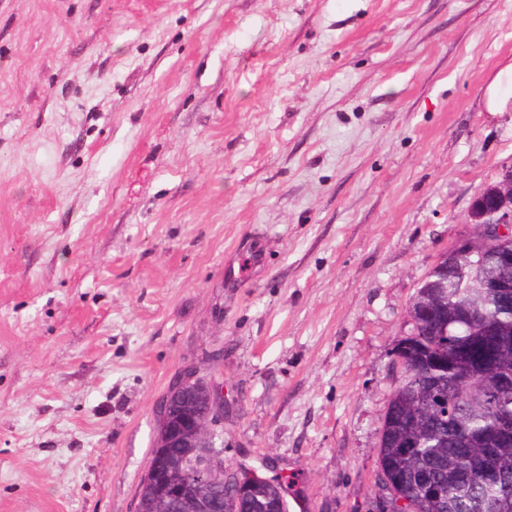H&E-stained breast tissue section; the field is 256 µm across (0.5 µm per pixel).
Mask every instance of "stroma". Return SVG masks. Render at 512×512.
Returning a JSON list of instances; mask_svg holds the SVG:
<instances>
[{
    "label": "stroma",
    "instance_id": "35a3bbf8",
    "mask_svg": "<svg viewBox=\"0 0 512 512\" xmlns=\"http://www.w3.org/2000/svg\"><path fill=\"white\" fill-rule=\"evenodd\" d=\"M511 61L512 0H0V512H135L192 364L227 469L365 512ZM486 112H512V61L503 65L487 82L484 92Z\"/></svg>",
    "mask_w": 512,
    "mask_h": 512
}]
</instances>
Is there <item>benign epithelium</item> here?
I'll list each match as a JSON object with an SVG mask.
<instances>
[{"label": "benign epithelium", "mask_w": 512, "mask_h": 512, "mask_svg": "<svg viewBox=\"0 0 512 512\" xmlns=\"http://www.w3.org/2000/svg\"><path fill=\"white\" fill-rule=\"evenodd\" d=\"M467 223L472 232L457 240L428 272V287H448V273L454 283L467 286L480 282L484 288H498L502 294L512 286L484 276L489 265H511L512 170L487 185L474 199ZM161 425L156 448L143 475L145 486L167 490L155 506L178 502L184 512H216L213 492L224 488V396L212 383L198 382L194 369L185 370L155 408ZM181 452L175 453L173 449ZM409 505L398 491L390 472L377 466V486L369 512H401Z\"/></svg>", "instance_id": "7a95c632"}]
</instances>
